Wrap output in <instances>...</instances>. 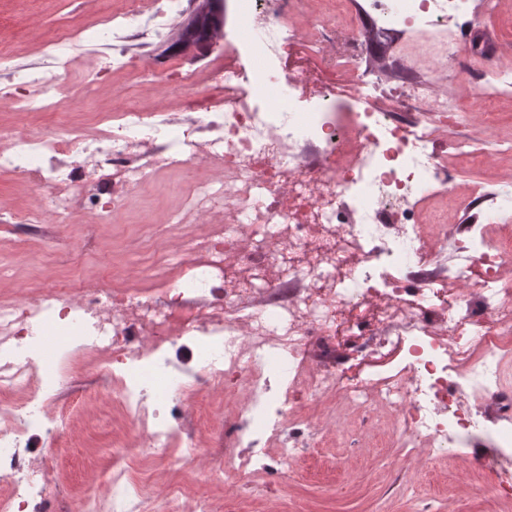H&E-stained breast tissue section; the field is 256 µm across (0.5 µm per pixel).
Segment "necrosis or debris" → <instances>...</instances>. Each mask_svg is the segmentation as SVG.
Returning <instances> with one entry per match:
<instances>
[{
  "instance_id": "obj_1",
  "label": "necrosis or debris",
  "mask_w": 512,
  "mask_h": 512,
  "mask_svg": "<svg viewBox=\"0 0 512 512\" xmlns=\"http://www.w3.org/2000/svg\"><path fill=\"white\" fill-rule=\"evenodd\" d=\"M86 32L61 28L42 61L0 67V105L23 115L82 103L139 61L136 86L176 106L113 97L87 122L0 126V174L34 205L0 202V223L109 224L149 184L180 179L178 202L149 218L154 249L112 277L47 274L0 295V512H41L56 467L28 453L36 432L80 444L69 380L44 370L60 337L101 367L125 420L112 464L78 512H184L157 450L196 447L184 417L224 428L202 482L237 488L290 477L301 449L347 420L387 427L386 447L422 466L463 458L470 495L512 502V184L479 192L434 147L446 129L495 136L512 69L486 65L468 97L434 91L471 74L453 30L497 0H367L386 29H411L410 80L359 75L362 18L307 0H233L236 24L206 62H155L187 0H86ZM104 45L79 84L59 46ZM468 212L456 224L449 213ZM196 343V365L173 362Z\"/></svg>"
}]
</instances>
